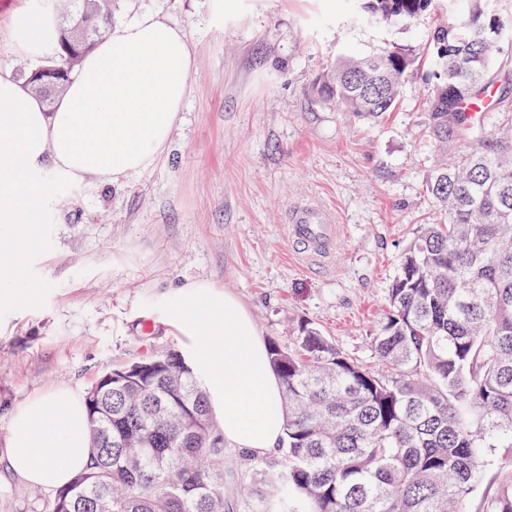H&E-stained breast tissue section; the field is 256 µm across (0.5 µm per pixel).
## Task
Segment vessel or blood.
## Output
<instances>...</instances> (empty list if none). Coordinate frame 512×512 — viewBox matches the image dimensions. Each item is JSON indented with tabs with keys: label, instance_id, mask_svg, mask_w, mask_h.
Listing matches in <instances>:
<instances>
[{
	"label": "vessel or blood",
	"instance_id": "b4317fda",
	"mask_svg": "<svg viewBox=\"0 0 512 512\" xmlns=\"http://www.w3.org/2000/svg\"><path fill=\"white\" fill-rule=\"evenodd\" d=\"M289 237L311 264H323L339 227L330 211L313 204H296L288 211Z\"/></svg>",
	"mask_w": 512,
	"mask_h": 512
}]
</instances>
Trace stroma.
<instances>
[{
	"label": "stroma",
	"instance_id": "35a3bbf8",
	"mask_svg": "<svg viewBox=\"0 0 512 512\" xmlns=\"http://www.w3.org/2000/svg\"><path fill=\"white\" fill-rule=\"evenodd\" d=\"M354 0H117L114 22L152 13L183 27L196 52L189 98L166 157L119 184L56 178L23 250L36 300L0 303V512H44L56 491L13 475L9 416L55 389L86 394L113 367L182 349L160 304L181 284L233 292L263 339L307 320L366 365L398 258L439 221L426 189L439 152L426 126L435 21L351 25ZM401 49L416 59L396 109L371 122L316 92L338 58ZM331 208L339 233L323 266L298 255L289 208ZM254 465L225 446L228 512H253L239 488Z\"/></svg>",
	"mask_w": 512,
	"mask_h": 512
}]
</instances>
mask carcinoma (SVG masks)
Instances as JSON below:
<instances>
[{
	"label": "carcinoma",
	"mask_w": 512,
	"mask_h": 512,
	"mask_svg": "<svg viewBox=\"0 0 512 512\" xmlns=\"http://www.w3.org/2000/svg\"><path fill=\"white\" fill-rule=\"evenodd\" d=\"M438 0H365L366 18L412 21ZM50 26L48 67L67 73L106 36L112 0H67ZM512 45L501 0H469L427 48V127L445 158L427 182L443 221L399 257L388 311L359 362L315 324L268 343L283 386L278 455L255 462L256 512H470L480 454L512 448V101L462 107L492 85ZM415 59L396 50L342 58L324 102L368 120L395 109ZM152 360L147 370L137 363ZM87 469L47 512H225L224 438L182 354L142 356L86 394ZM483 512H512V458Z\"/></svg>",
	"instance_id": "1"
}]
</instances>
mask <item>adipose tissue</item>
<instances>
[{
	"instance_id": "adipose-tissue-1",
	"label": "adipose tissue",
	"mask_w": 512,
	"mask_h": 512,
	"mask_svg": "<svg viewBox=\"0 0 512 512\" xmlns=\"http://www.w3.org/2000/svg\"><path fill=\"white\" fill-rule=\"evenodd\" d=\"M194 64L182 28L139 14L85 54L53 109L0 70V236L32 235L54 175L120 183L154 167L189 95ZM164 321L184 336V357L225 442L258 457L276 448L281 383L241 300L213 282H190L169 292ZM10 428L9 463L28 483L65 488L88 462L89 418L75 392L32 397Z\"/></svg>"
}]
</instances>
